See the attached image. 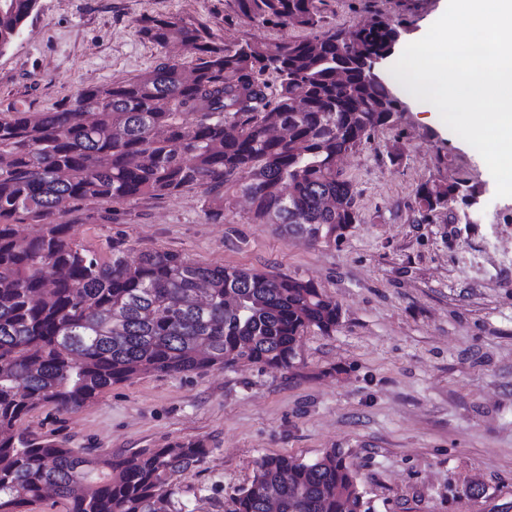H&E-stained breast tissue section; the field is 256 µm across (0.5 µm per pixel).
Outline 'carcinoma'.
<instances>
[{
  "label": "carcinoma",
  "instance_id": "cac0c4a2",
  "mask_svg": "<svg viewBox=\"0 0 512 512\" xmlns=\"http://www.w3.org/2000/svg\"><path fill=\"white\" fill-rule=\"evenodd\" d=\"M261 26L310 36L227 45L178 14L146 17L138 33L191 47L190 65L161 56L119 82L85 86L46 111L0 116V512H24L50 490L65 512H170L173 487L205 463L201 441L130 455L71 448L21 427L38 406L78 410L139 375L232 368L290 369L311 330L330 334L339 305L310 280L235 266H202L171 251L103 260L60 221L77 203L162 199L201 188L224 217V185L250 199L256 224L310 240L359 221L358 191L336 168L398 104L365 62L396 32L375 19L322 29L324 0H234ZM39 0H0V54ZM464 181L428 179L415 205L427 217L466 195ZM42 223L33 237L15 224ZM371 512L339 448L302 462L263 456L230 512Z\"/></svg>",
  "mask_w": 512,
  "mask_h": 512
}]
</instances>
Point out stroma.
<instances>
[{"instance_id": "1", "label": "stroma", "mask_w": 512, "mask_h": 512, "mask_svg": "<svg viewBox=\"0 0 512 512\" xmlns=\"http://www.w3.org/2000/svg\"><path fill=\"white\" fill-rule=\"evenodd\" d=\"M0 55V114L56 107L90 84L129 80L162 56L138 33L142 18L180 14L226 43L286 42L291 26L244 19L233 0H40ZM443 0H326L322 26L374 19L424 37ZM340 167L358 192L359 221L342 238L311 242L251 221L229 192L223 219L195 188L164 199L90 200L66 216L101 258L172 251L201 265L312 280L341 307L336 330L304 336L290 369L243 363L113 384L60 414L33 410L24 427L73 448L128 453L200 440L206 462L177 483L175 505L230 512L268 454L301 461L343 449L372 512H512V197H497L483 159L425 106L405 105ZM479 186L421 218L427 179Z\"/></svg>"}]
</instances>
